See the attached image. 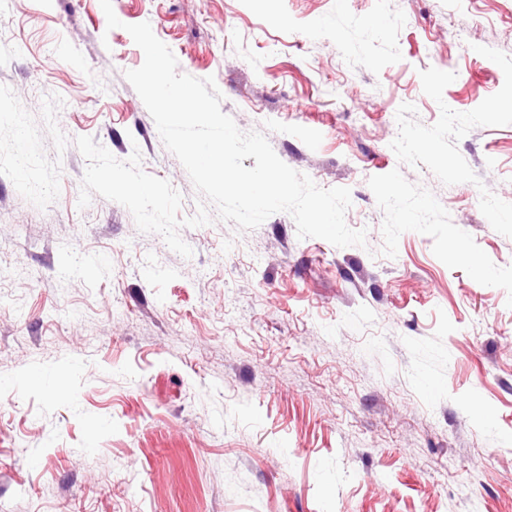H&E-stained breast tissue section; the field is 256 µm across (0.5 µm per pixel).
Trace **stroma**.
Here are the masks:
<instances>
[{"label": "stroma", "instance_id": "1", "mask_svg": "<svg viewBox=\"0 0 512 512\" xmlns=\"http://www.w3.org/2000/svg\"><path fill=\"white\" fill-rule=\"evenodd\" d=\"M112 5L0 0V512H512V0ZM143 22L365 246L79 207L90 136L197 212Z\"/></svg>", "mask_w": 512, "mask_h": 512}]
</instances>
